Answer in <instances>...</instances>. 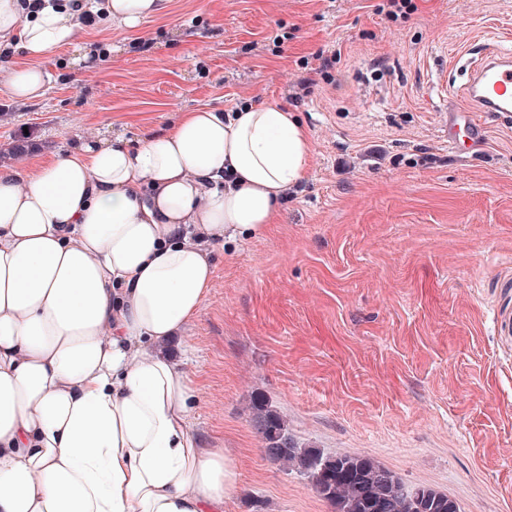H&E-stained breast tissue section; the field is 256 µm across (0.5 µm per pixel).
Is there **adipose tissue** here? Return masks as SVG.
<instances>
[{
  "label": "adipose tissue",
  "mask_w": 512,
  "mask_h": 512,
  "mask_svg": "<svg viewBox=\"0 0 512 512\" xmlns=\"http://www.w3.org/2000/svg\"><path fill=\"white\" fill-rule=\"evenodd\" d=\"M171 2L103 12L133 30ZM81 28L68 7L0 0V47L32 60L0 61L10 94L42 98L37 59ZM312 153L270 101L0 167V512H224L236 466L193 433L195 391L164 347L202 306L212 243L274 223Z\"/></svg>",
  "instance_id": "adipose-tissue-1"
}]
</instances>
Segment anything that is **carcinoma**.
<instances>
[{
	"mask_svg": "<svg viewBox=\"0 0 512 512\" xmlns=\"http://www.w3.org/2000/svg\"><path fill=\"white\" fill-rule=\"evenodd\" d=\"M252 420L267 456L308 479L336 512H373L371 503L378 501L385 505V512H462L447 494L409 484L370 457L325 453L300 443L288 422L262 403L253 406Z\"/></svg>",
	"mask_w": 512,
	"mask_h": 512,
	"instance_id": "carcinoma-1",
	"label": "carcinoma"
}]
</instances>
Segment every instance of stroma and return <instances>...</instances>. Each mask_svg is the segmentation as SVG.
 <instances>
[{
    "mask_svg": "<svg viewBox=\"0 0 512 512\" xmlns=\"http://www.w3.org/2000/svg\"><path fill=\"white\" fill-rule=\"evenodd\" d=\"M413 2L393 18L386 0H172L134 31L84 28L42 60L37 101L0 83V166L21 171L200 107L275 101L307 127L305 181L278 223L214 245L203 305L166 347L196 389L193 431L235 462L224 512H335L266 456L260 398L301 442L463 512H512V338L496 323L512 316V120L479 113L483 142L448 143L476 53L512 47V0ZM96 42L107 61L77 66Z\"/></svg>",
    "mask_w": 512,
    "mask_h": 512,
    "instance_id": "stroma-1",
    "label": "stroma"
}]
</instances>
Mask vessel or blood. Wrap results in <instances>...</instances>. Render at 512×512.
Returning a JSON list of instances; mask_svg holds the SVG:
<instances>
[{
  "label": "vessel or blood",
  "mask_w": 512,
  "mask_h": 512,
  "mask_svg": "<svg viewBox=\"0 0 512 512\" xmlns=\"http://www.w3.org/2000/svg\"><path fill=\"white\" fill-rule=\"evenodd\" d=\"M464 93L468 106L456 112L453 122L463 125L471 141H482L485 129L477 113L495 112L512 119V52L498 49L474 60Z\"/></svg>",
  "instance_id": "vessel-or-blood-1"
}]
</instances>
